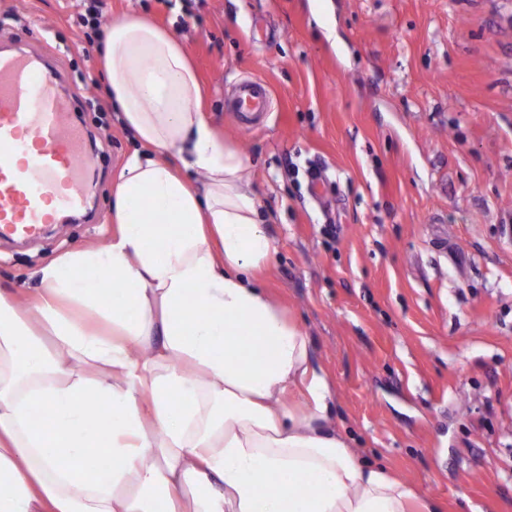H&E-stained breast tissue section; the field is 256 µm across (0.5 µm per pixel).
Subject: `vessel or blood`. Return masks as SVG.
<instances>
[{"instance_id":"vessel-or-blood-1","label":"vessel or blood","mask_w":512,"mask_h":512,"mask_svg":"<svg viewBox=\"0 0 512 512\" xmlns=\"http://www.w3.org/2000/svg\"><path fill=\"white\" fill-rule=\"evenodd\" d=\"M269 103L261 80L238 89V112ZM70 109L53 70L20 51L0 53V236H36L87 206L90 158L79 127L61 122Z\"/></svg>"}]
</instances>
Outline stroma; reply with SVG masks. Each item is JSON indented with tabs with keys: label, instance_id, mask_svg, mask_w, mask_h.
I'll use <instances>...</instances> for the list:
<instances>
[{
	"label": "stroma",
	"instance_id": "obj_1",
	"mask_svg": "<svg viewBox=\"0 0 512 512\" xmlns=\"http://www.w3.org/2000/svg\"><path fill=\"white\" fill-rule=\"evenodd\" d=\"M104 0L189 51L203 105L249 158L276 252L261 281L308 333L350 447L446 512H512V0ZM84 0H0L21 40L67 78L91 138L96 221L0 241V289L112 236V187L135 148L107 106ZM189 27H181V19ZM264 80L258 124L231 110Z\"/></svg>",
	"mask_w": 512,
	"mask_h": 512
}]
</instances>
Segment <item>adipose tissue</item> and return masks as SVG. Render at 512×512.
Returning <instances> with one entry per match:
<instances>
[{
  "label": "adipose tissue",
  "instance_id": "1",
  "mask_svg": "<svg viewBox=\"0 0 512 512\" xmlns=\"http://www.w3.org/2000/svg\"><path fill=\"white\" fill-rule=\"evenodd\" d=\"M101 65L137 146L109 242L42 265L26 300L0 290V512H444L333 427L308 334L260 282L249 159L184 46L128 12Z\"/></svg>",
  "mask_w": 512,
  "mask_h": 512
}]
</instances>
